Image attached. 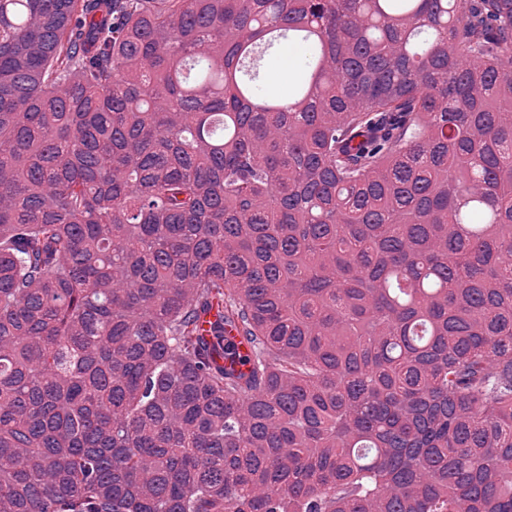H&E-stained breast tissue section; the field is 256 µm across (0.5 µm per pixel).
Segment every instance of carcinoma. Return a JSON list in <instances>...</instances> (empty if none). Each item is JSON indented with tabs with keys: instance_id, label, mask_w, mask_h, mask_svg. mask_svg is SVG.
Wrapping results in <instances>:
<instances>
[{
	"instance_id": "cac0c4a2",
	"label": "carcinoma",
	"mask_w": 512,
	"mask_h": 512,
	"mask_svg": "<svg viewBox=\"0 0 512 512\" xmlns=\"http://www.w3.org/2000/svg\"><path fill=\"white\" fill-rule=\"evenodd\" d=\"M511 65L512 0H0V512H512Z\"/></svg>"
}]
</instances>
